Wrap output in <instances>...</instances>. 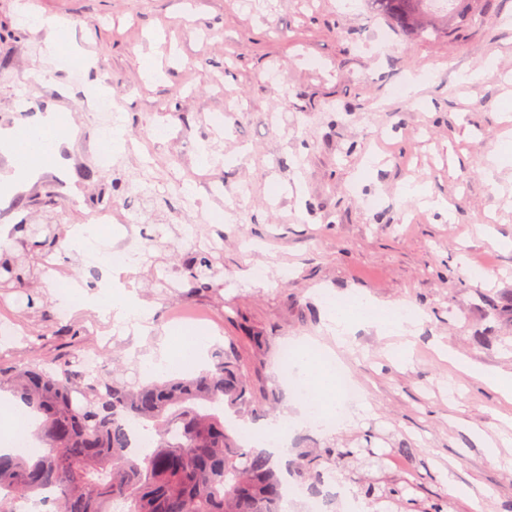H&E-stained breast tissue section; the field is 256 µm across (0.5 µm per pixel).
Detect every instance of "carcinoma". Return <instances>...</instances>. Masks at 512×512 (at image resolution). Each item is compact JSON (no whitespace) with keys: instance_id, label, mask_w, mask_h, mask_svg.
Instances as JSON below:
<instances>
[{"instance_id":"cac0c4a2","label":"carcinoma","mask_w":512,"mask_h":512,"mask_svg":"<svg viewBox=\"0 0 512 512\" xmlns=\"http://www.w3.org/2000/svg\"><path fill=\"white\" fill-rule=\"evenodd\" d=\"M372 9L406 31H423L434 12L429 0H369ZM0 246V286L11 288L25 308L45 312L34 291L45 275L44 259L64 254L59 224H15ZM194 290L212 287L218 268L213 252L196 249L181 270ZM215 369L190 378L128 384L110 371L90 375L80 360L58 371L38 364L0 368V391L8 390L43 416L38 438L44 452L0 456V512L50 495L53 512H283L285 478L264 449L241 445L225 412L256 415L263 401L252 389L242 361L232 352L214 354ZM137 419L154 438L144 455L134 451L122 419ZM349 448H320L303 455L294 473L320 493L329 466L344 467ZM364 495L399 512H444L402 495L396 483L363 486Z\"/></svg>"}]
</instances>
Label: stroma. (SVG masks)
Wrapping results in <instances>:
<instances>
[{"label": "stroma", "mask_w": 512, "mask_h": 512, "mask_svg": "<svg viewBox=\"0 0 512 512\" xmlns=\"http://www.w3.org/2000/svg\"><path fill=\"white\" fill-rule=\"evenodd\" d=\"M28 1L71 22L80 55L94 63L81 81L56 67L47 32L24 21ZM459 9L470 22L411 37L364 0H0V128L31 125L42 112L69 119L63 167L0 187V226L83 224L107 207L119 220L132 210L160 234L133 242V280L152 312L147 336L118 331L91 307L69 313L80 335L61 336L55 313L0 290V323L20 330L0 343V365L44 360L56 370L92 354L132 382L172 318L198 314L214 342L240 356L255 391L275 390L278 417L290 403L281 351L323 335L326 298L403 304L424 316L411 365L393 361L395 338L356 327L339 356L370 410L333 430L295 432L289 459L354 449L348 471L326 477L328 512H342L341 490L361 497L368 458L382 464L372 478L397 480L404 498L512 512V402L437 353L443 344L474 368L512 372V311L485 306L489 295L512 299V159L496 179L484 171L512 131V0L496 11L461 0ZM147 59L157 77L144 75ZM411 81L415 92L404 93ZM99 83L125 114L124 138L142 141L135 155L117 146L106 169L95 120L75 94ZM217 112L226 132L208 124ZM157 125L167 138L151 137ZM409 181L449 213L405 200ZM64 182L76 200L61 194ZM132 186L140 196L129 201ZM188 187L196 201L186 205L179 194ZM188 226L197 240L223 239L218 287L180 284ZM470 260L489 265L492 279L470 278ZM257 267L268 271L259 284ZM257 336L266 347L254 346ZM477 429L497 440L498 461ZM458 485L483 493L471 503Z\"/></svg>", "instance_id": "1"}]
</instances>
